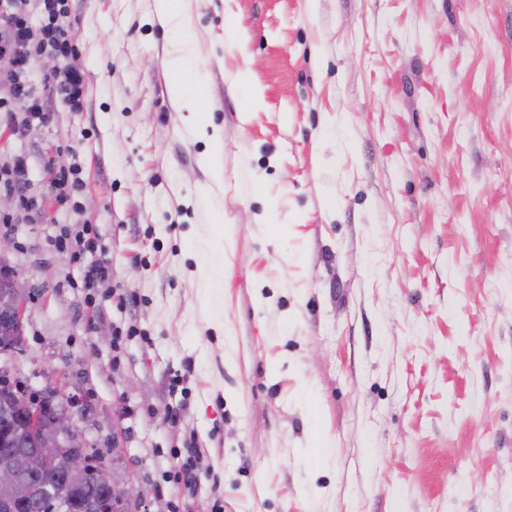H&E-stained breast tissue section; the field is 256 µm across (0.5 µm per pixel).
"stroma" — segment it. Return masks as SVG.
<instances>
[{"label": "stroma", "instance_id": "35a3bbf8", "mask_svg": "<svg viewBox=\"0 0 512 512\" xmlns=\"http://www.w3.org/2000/svg\"><path fill=\"white\" fill-rule=\"evenodd\" d=\"M69 5L89 106L0 113V167L29 163L0 267L38 296L23 375L87 397L108 473L151 512H512V0ZM48 159L80 170L60 202ZM156 10L161 22L173 27H184L186 14L184 0H156ZM190 52L191 44L188 41H183L176 46L171 63L175 71L182 70L181 62ZM172 93L177 102L189 112L207 111V99L191 73L181 71L179 78L173 83Z\"/></svg>", "mask_w": 512, "mask_h": 512}]
</instances>
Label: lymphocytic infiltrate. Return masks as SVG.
<instances>
[{"instance_id": "obj_1", "label": "lymphocytic infiltrate", "mask_w": 512, "mask_h": 512, "mask_svg": "<svg viewBox=\"0 0 512 512\" xmlns=\"http://www.w3.org/2000/svg\"><path fill=\"white\" fill-rule=\"evenodd\" d=\"M33 7L41 15L36 28L29 22ZM75 22L68 0H0V112L16 116L18 131L32 130L50 119V107L25 81L38 50L49 47L62 57V64L47 76L46 83L69 111H83L87 76L72 63Z\"/></svg>"}]
</instances>
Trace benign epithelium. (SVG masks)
<instances>
[{"label": "benign epithelium", "mask_w": 512, "mask_h": 512, "mask_svg": "<svg viewBox=\"0 0 512 512\" xmlns=\"http://www.w3.org/2000/svg\"><path fill=\"white\" fill-rule=\"evenodd\" d=\"M5 282L8 288L0 297L16 334L0 337V354L14 356L21 353L22 332L28 304L33 291L26 278L11 272ZM0 389L22 398L27 412L19 426L10 417L0 418V452L11 455L13 466H0V512H73L74 491L78 481L95 474L102 476L107 485L106 494L92 505V512H124V507L136 504L149 512V491L133 479L119 481L107 475L104 454L88 445L76 422L87 402L66 399L49 405L47 397L57 398L53 388L32 391L19 378L10 373L0 377ZM49 469L63 475L65 480L49 489L41 483H29L27 497L19 502L16 487L31 475Z\"/></svg>", "instance_id": "obj_1"}]
</instances>
